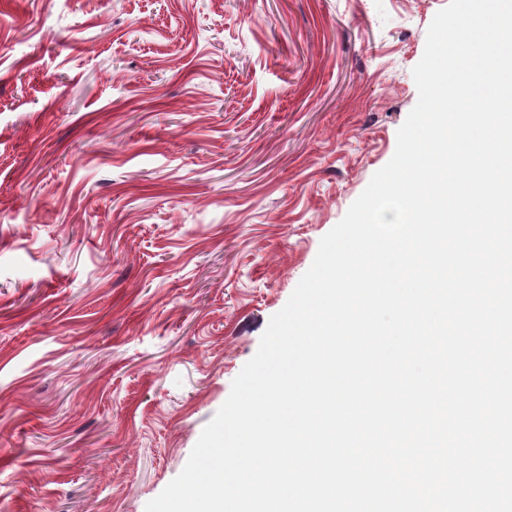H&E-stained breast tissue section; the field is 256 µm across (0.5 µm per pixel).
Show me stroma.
I'll list each match as a JSON object with an SVG mask.
<instances>
[{
	"instance_id": "obj_1",
	"label": "stroma",
	"mask_w": 512,
	"mask_h": 512,
	"mask_svg": "<svg viewBox=\"0 0 512 512\" xmlns=\"http://www.w3.org/2000/svg\"><path fill=\"white\" fill-rule=\"evenodd\" d=\"M449 0H0V512H145L393 157Z\"/></svg>"
}]
</instances>
